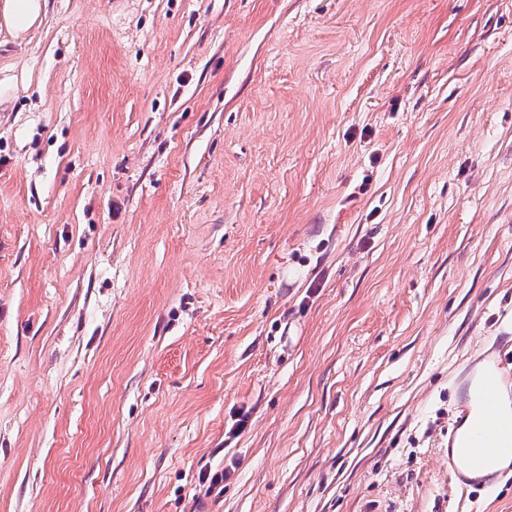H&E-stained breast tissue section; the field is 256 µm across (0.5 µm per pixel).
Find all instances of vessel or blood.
Returning a JSON list of instances; mask_svg holds the SVG:
<instances>
[{
    "instance_id": "vessel-or-blood-1",
    "label": "vessel or blood",
    "mask_w": 512,
    "mask_h": 512,
    "mask_svg": "<svg viewBox=\"0 0 512 512\" xmlns=\"http://www.w3.org/2000/svg\"><path fill=\"white\" fill-rule=\"evenodd\" d=\"M504 343L481 353V367L461 387L458 413L461 426L448 436L449 448L461 449V457L448 465L459 485L483 481L496 457L512 456V368L502 357Z\"/></svg>"
}]
</instances>
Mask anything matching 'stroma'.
Wrapping results in <instances>:
<instances>
[{"label": "stroma", "instance_id": "1", "mask_svg": "<svg viewBox=\"0 0 512 512\" xmlns=\"http://www.w3.org/2000/svg\"><path fill=\"white\" fill-rule=\"evenodd\" d=\"M5 77L0 512H512V0H47ZM504 337L488 352L477 354L482 367L461 387L460 432L448 435V466L459 486L495 479L498 474H486L494 459L512 456V366L510 369L501 356L508 344L512 351V336L511 344L506 345ZM504 396L509 408L504 406ZM453 448H463L461 459L454 457Z\"/></svg>", "mask_w": 512, "mask_h": 512}]
</instances>
